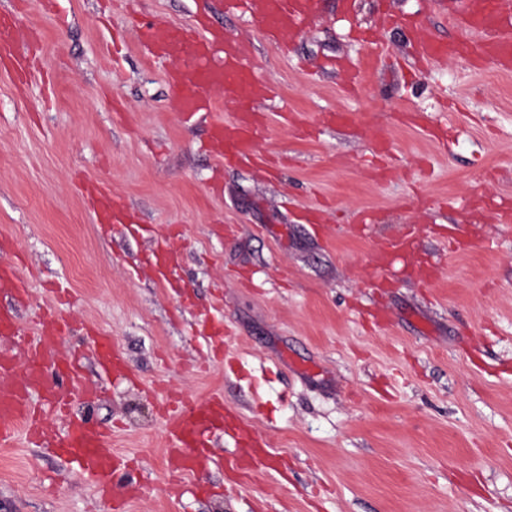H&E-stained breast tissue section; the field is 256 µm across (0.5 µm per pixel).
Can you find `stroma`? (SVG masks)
<instances>
[{"mask_svg":"<svg viewBox=\"0 0 512 512\" xmlns=\"http://www.w3.org/2000/svg\"><path fill=\"white\" fill-rule=\"evenodd\" d=\"M322 0L288 51L215 0H30L34 67L0 64V259L19 260L16 308L69 319L59 350L127 359L107 378L84 359L62 397L92 412L135 459L139 489L103 495L64 457L17 434L0 446V512H512V72L466 59L411 76L405 28L463 38L431 0ZM160 17L247 41L272 90L259 142L264 177L206 148L139 45ZM350 112L349 125L329 123ZM108 184L138 216L98 222L82 180ZM372 221L360 226L355 211ZM413 232L372 280L379 243ZM383 300L390 323L367 311ZM219 395L274 449L263 482L214 468L180 481L166 457L169 395ZM96 356L100 365L107 371H112L116 374L125 372L126 365L123 357L114 348L111 351L107 343H101L96 346Z\"/></svg>","mask_w":512,"mask_h":512,"instance_id":"obj_1","label":"stroma"}]
</instances>
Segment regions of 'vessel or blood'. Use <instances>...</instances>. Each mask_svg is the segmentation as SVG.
Segmentation results:
<instances>
[{"label":"vessel or blood","mask_w":512,"mask_h":512,"mask_svg":"<svg viewBox=\"0 0 512 512\" xmlns=\"http://www.w3.org/2000/svg\"><path fill=\"white\" fill-rule=\"evenodd\" d=\"M224 5L242 9L261 30L281 36L308 26L318 0H224ZM457 21L465 31L471 32V39L448 44L417 31L412 52L414 61L425 65L464 57L492 62L506 72L512 70V0H459ZM30 33L22 21H0V54L19 57ZM140 35L152 55L174 60L167 79L185 117L209 111L217 95L235 103L232 119L214 122L210 127L211 145L217 155L228 162L261 166L263 157L256 144L259 134L267 128L269 115L257 103L266 96L267 89L244 63L245 42L225 39L223 50L218 52L208 36L153 22L141 25ZM91 193L101 221L118 223L125 218L127 205L121 195L96 184L92 185ZM25 288L18 267L1 262L0 291L19 295ZM61 330L59 320L46 315L38 336L21 353L0 355V443H10L23 424L35 445L56 448L90 476L100 478L116 472L133 476L134 466L118 467L106 434L88 418L70 420L65 434L59 436L31 413V394L52 398L57 393L59 378H72L78 373L75 356L58 355L50 349L54 335ZM96 356L106 370L116 374L125 372L123 357L108 344L98 345ZM224 421V405L215 397L189 406L172 419L167 453L175 472L192 476L215 465V456L203 433L221 429Z\"/></svg>","instance_id":"1"}]
</instances>
